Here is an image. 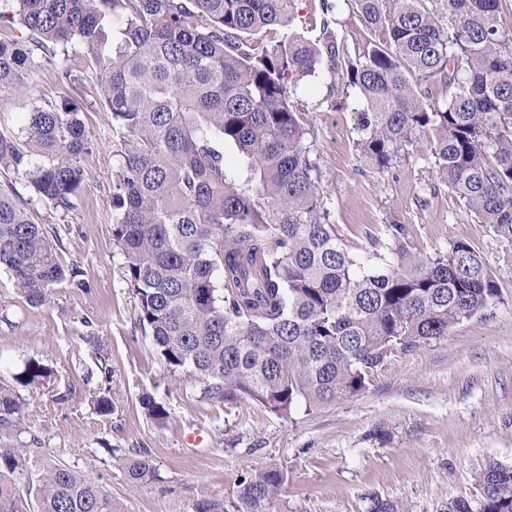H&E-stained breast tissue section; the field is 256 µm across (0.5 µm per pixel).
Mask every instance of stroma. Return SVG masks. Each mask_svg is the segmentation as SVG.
Instances as JSON below:
<instances>
[{"label": "stroma", "instance_id": "obj_1", "mask_svg": "<svg viewBox=\"0 0 512 512\" xmlns=\"http://www.w3.org/2000/svg\"><path fill=\"white\" fill-rule=\"evenodd\" d=\"M324 20L349 53L367 45L369 32L352 7L326 14L320 0H297L304 36H318ZM70 65L84 74L77 89L42 70L0 100V117L17 129L28 96L54 101L74 95L94 143L79 158L86 180L70 209L37 197L28 204L33 221L56 233L60 260L77 264L89 289L59 286L48 304L31 308L0 269V385L15 386L16 374L32 359L54 370L48 388L20 391L28 403L26 422L42 441L32 467L67 464L102 483L123 512H194L202 499L229 503L252 469L283 475L266 512H368L370 492L407 512H439L449 498L478 496L477 477L487 461L512 467V245L435 185L423 161L402 158L376 173L355 150L359 134L337 82L322 74L298 91L331 223L353 233L404 225L413 253L466 241L494 272L504 302L447 336L396 350L360 394L282 418L248 399L224 403L203 396L200 382L166 371L135 326L136 298L112 245L119 133L84 61ZM100 347L112 366L108 382L96 360ZM104 383L112 401L107 416L95 406ZM146 393L167 404L163 423L145 413ZM378 428L387 431L386 440L373 438ZM114 447L129 455L147 450L153 477L129 482L110 453Z\"/></svg>", "mask_w": 512, "mask_h": 512}]
</instances>
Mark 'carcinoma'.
Instances as JSON below:
<instances>
[{
	"label": "carcinoma",
	"mask_w": 512,
	"mask_h": 512,
	"mask_svg": "<svg viewBox=\"0 0 512 512\" xmlns=\"http://www.w3.org/2000/svg\"><path fill=\"white\" fill-rule=\"evenodd\" d=\"M296 0H0V97L38 70L75 81L69 55L88 62L120 133L112 184V244L137 299L136 325L171 374L203 394L250 399L288 418L358 395L395 348L446 336L504 302L466 241L411 254L405 228L364 232L361 257L330 223L322 171L297 90L326 72L354 92L356 148L377 173L419 141L420 159L479 223L512 245V33L501 0H345L371 40L351 55L328 22L312 40L290 33ZM446 87L443 104L426 84ZM21 130L0 126V269L31 307L57 285L90 287L64 266L27 212L33 192L62 210L92 149L82 104L31 97ZM237 151L231 174L225 148ZM53 370L26 363L16 381L40 389ZM141 404L160 423L154 397ZM26 402L0 387V512H19V482L41 441ZM126 478L153 477L151 459L125 458ZM481 498L442 512H512V467L479 474ZM282 480L255 471L238 483L235 512H261ZM37 512H121L107 490L64 464L40 471ZM368 512H404L367 495Z\"/></svg>",
	"instance_id": "obj_1"
}]
</instances>
